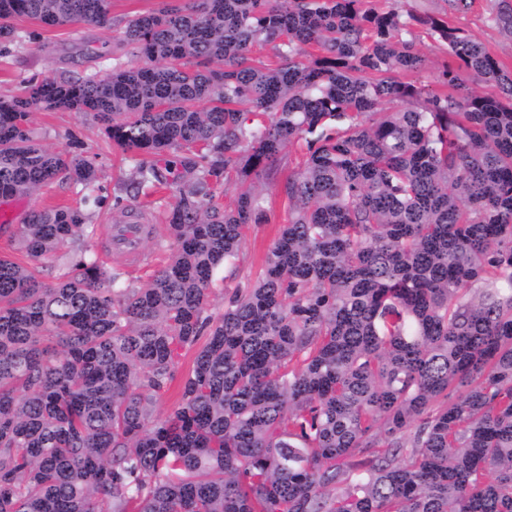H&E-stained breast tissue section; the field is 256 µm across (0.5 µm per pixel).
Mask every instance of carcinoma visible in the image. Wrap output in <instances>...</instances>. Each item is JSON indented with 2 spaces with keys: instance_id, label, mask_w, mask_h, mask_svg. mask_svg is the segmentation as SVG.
<instances>
[{
  "instance_id": "cac0c4a2",
  "label": "carcinoma",
  "mask_w": 512,
  "mask_h": 512,
  "mask_svg": "<svg viewBox=\"0 0 512 512\" xmlns=\"http://www.w3.org/2000/svg\"><path fill=\"white\" fill-rule=\"evenodd\" d=\"M444 2L184 0L113 33L137 62L0 97V198L95 179L40 143L38 108L93 114L142 184L172 150L193 173L140 287L87 249L44 280L95 232L79 207L29 212L32 263L0 258V512H512V71L451 21L474 0ZM19 17L112 26L110 0H0L1 41L25 43ZM417 29L442 92L407 81ZM299 142L290 220L215 317L213 272ZM193 357L194 351H182L175 380L172 382L169 389L162 394V397L157 403V409L161 416H167L178 408L180 403V385L183 378L192 367Z\"/></svg>"
}]
</instances>
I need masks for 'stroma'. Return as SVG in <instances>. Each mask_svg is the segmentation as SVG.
Here are the masks:
<instances>
[{
    "mask_svg": "<svg viewBox=\"0 0 512 512\" xmlns=\"http://www.w3.org/2000/svg\"><path fill=\"white\" fill-rule=\"evenodd\" d=\"M500 4L512 10V0H475L469 12L457 16L456 22L475 35L505 66L512 68V33L489 19L491 9ZM15 25L28 30L31 38L21 47L0 46L2 96L15 93L23 79L39 80L52 76L62 80L91 74L99 64L97 56L101 53H119L125 63L133 59L130 50H114L112 32L107 28L50 29L28 19L16 20ZM86 45L96 51V58L71 63V56L79 54ZM31 127L50 149L65 151L75 142L86 154L94 156L96 179L92 195L96 202L90 205L89 211L96 231L93 236L81 239L80 246L95 251L107 266L122 272L127 284H145L163 266L170 253L172 236L163 211L176 190L175 185L155 184L132 190L131 185L136 179L133 162L105 144L93 115L39 110L33 116ZM298 159L296 148H286L275 169L261 178L267 221L249 225L235 259L217 267L210 296L212 313H223L225 304L236 290L251 287L256 281L268 251L288 222V201L282 186ZM120 206L128 207L133 211L135 221L149 225L152 230L149 238L139 244L146 262L137 268L127 265L109 241L112 215Z\"/></svg>",
    "mask_w": 512,
    "mask_h": 512,
    "instance_id": "1",
    "label": "stroma"
}]
</instances>
